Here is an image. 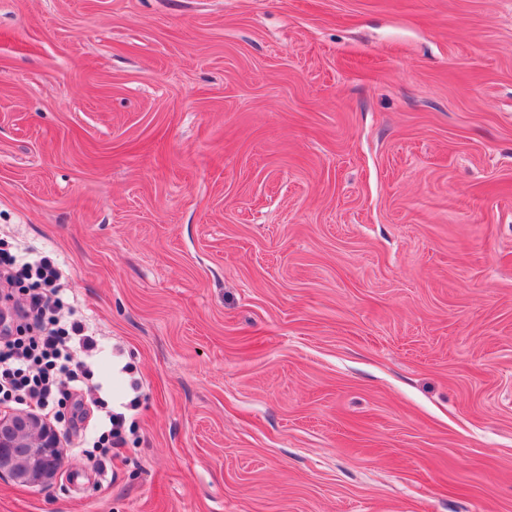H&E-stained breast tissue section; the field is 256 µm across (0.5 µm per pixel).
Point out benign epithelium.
Wrapping results in <instances>:
<instances>
[{
    "label": "benign epithelium",
    "mask_w": 512,
    "mask_h": 512,
    "mask_svg": "<svg viewBox=\"0 0 512 512\" xmlns=\"http://www.w3.org/2000/svg\"><path fill=\"white\" fill-rule=\"evenodd\" d=\"M20 436L26 437L32 447L51 452L53 461L40 464L37 476L42 485H51L57 480L64 460L60 437L49 422L32 413H0V473L14 466L9 448Z\"/></svg>",
    "instance_id": "1"
}]
</instances>
